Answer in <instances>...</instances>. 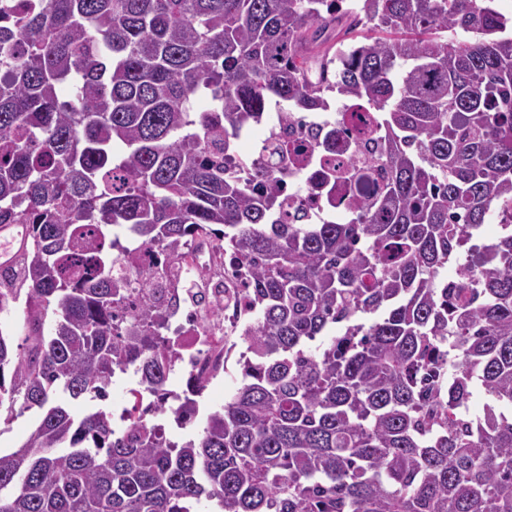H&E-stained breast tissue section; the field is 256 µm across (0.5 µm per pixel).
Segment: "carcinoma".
<instances>
[{
  "instance_id": "cac0c4a2",
  "label": "carcinoma",
  "mask_w": 512,
  "mask_h": 512,
  "mask_svg": "<svg viewBox=\"0 0 512 512\" xmlns=\"http://www.w3.org/2000/svg\"><path fill=\"white\" fill-rule=\"evenodd\" d=\"M493 2L0 0V226H24L0 306L26 308L21 343L0 332V410L39 413L0 452V512H512V16ZM361 24L383 35L329 43ZM333 96L376 113L379 151L345 178L385 175L310 223L262 160L284 149L233 140ZM494 210L504 233L469 245ZM114 226L172 260L218 235L251 276L240 387L202 418L201 378L153 408L196 422L180 443L136 402L118 433L54 400H106L121 366L168 379L177 298L114 325L125 277L167 287L112 272Z\"/></svg>"
}]
</instances>
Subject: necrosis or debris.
I'll return each mask as SVG.
<instances>
[{
    "label": "necrosis or debris",
    "instance_id": "4bbe7bcc",
    "mask_svg": "<svg viewBox=\"0 0 512 512\" xmlns=\"http://www.w3.org/2000/svg\"><path fill=\"white\" fill-rule=\"evenodd\" d=\"M263 139L290 149L304 148L306 160L283 163L288 171L286 196L293 206L313 220L322 218L329 207L346 209L349 199L341 181L336 184L335 197L327 198L317 179L320 163L346 162L348 149L358 145L366 150L376 147L375 141H360L355 128L332 112L289 113L287 123L268 128ZM130 257L139 268L159 274L174 284L183 274L193 272L206 274L212 283L223 285L226 307L220 314H212L204 305L178 306L167 319L166 336L187 375L206 378L227 370L229 363L236 360L235 338L249 309L244 280L235 271V259L227 256L221 247L208 244L187 248L183 258L177 261H162L153 248L132 250Z\"/></svg>",
    "mask_w": 512,
    "mask_h": 512
}]
</instances>
